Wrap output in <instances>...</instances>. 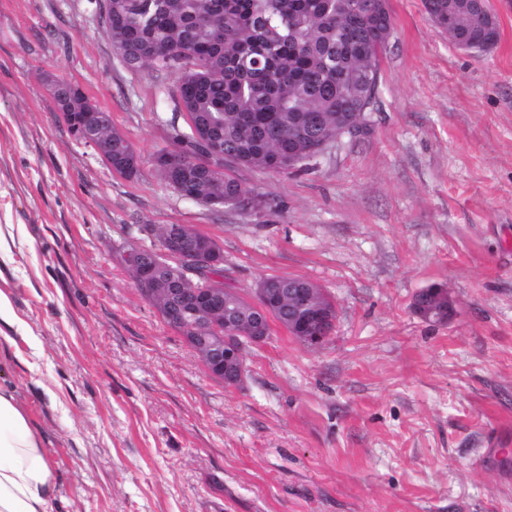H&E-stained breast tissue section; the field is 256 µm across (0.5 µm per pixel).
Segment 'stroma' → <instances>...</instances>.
Instances as JSON below:
<instances>
[{"mask_svg":"<svg viewBox=\"0 0 512 512\" xmlns=\"http://www.w3.org/2000/svg\"><path fill=\"white\" fill-rule=\"evenodd\" d=\"M466 52L422 0H388L366 126L294 173L236 169L268 199L213 209L166 185L174 79L127 68L100 0H0V382L57 475L55 512H512V0ZM77 84L143 158L111 172L47 80ZM186 224L252 294L302 277L334 301L319 349L278 322L224 386L139 292L128 245ZM447 288L432 324L415 294ZM431 293L438 299L446 300V297L448 296V306H445L443 309L439 310L431 309L428 307V305L417 299L413 303L414 311L417 315L426 320H430L431 318L440 322L446 320L453 313V303L448 295V291L445 288L435 287L432 288ZM435 320H431V322L437 323Z\"/></svg>","mask_w":512,"mask_h":512,"instance_id":"35a3bbf8","label":"stroma"}]
</instances>
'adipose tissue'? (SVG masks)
Here are the masks:
<instances>
[{
    "instance_id": "1",
    "label": "adipose tissue",
    "mask_w": 512,
    "mask_h": 512,
    "mask_svg": "<svg viewBox=\"0 0 512 512\" xmlns=\"http://www.w3.org/2000/svg\"><path fill=\"white\" fill-rule=\"evenodd\" d=\"M56 476L50 454L13 389L0 384V512H53Z\"/></svg>"
}]
</instances>
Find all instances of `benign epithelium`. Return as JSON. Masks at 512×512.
Returning <instances> with one entry per match:
<instances>
[{
	"instance_id": "benign-epithelium-1",
	"label": "benign epithelium",
	"mask_w": 512,
	"mask_h": 512,
	"mask_svg": "<svg viewBox=\"0 0 512 512\" xmlns=\"http://www.w3.org/2000/svg\"><path fill=\"white\" fill-rule=\"evenodd\" d=\"M48 86L73 138L92 149L109 170H115L117 163L123 176L135 177L143 159L128 140L112 135V120L78 85L51 78ZM153 166L156 173L168 175L169 187L184 198L211 208L236 204V200L224 198L216 181L207 196L193 193L194 183L183 179L184 159L179 148L158 152ZM141 230L157 239L159 249H126V271L169 326L190 329L185 341L208 373L224 381V386L244 383L245 348L267 339L266 327L278 308H288V331L302 345L317 349L330 337L336 321L328 306L330 298L313 282L287 290L267 280L255 289L254 297H245L224 286V249L216 239L185 224H149ZM204 271L210 277L206 288L201 284ZM413 308L420 317L440 322L453 313L451 302L436 310L417 300Z\"/></svg>"
}]
</instances>
